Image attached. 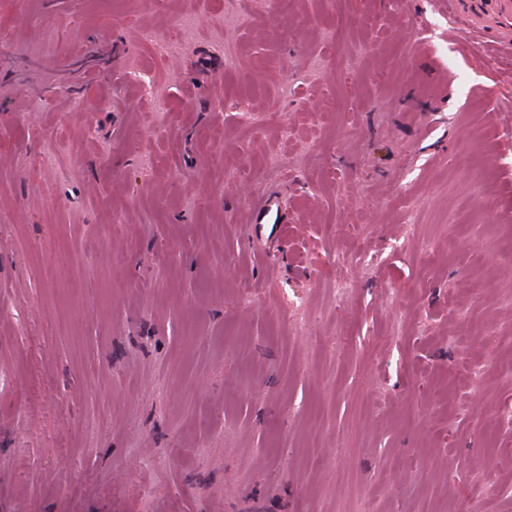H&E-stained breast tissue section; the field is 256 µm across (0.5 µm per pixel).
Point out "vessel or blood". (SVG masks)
I'll return each instance as SVG.
<instances>
[{
    "mask_svg": "<svg viewBox=\"0 0 512 512\" xmlns=\"http://www.w3.org/2000/svg\"><path fill=\"white\" fill-rule=\"evenodd\" d=\"M448 11L467 39L512 54V0H448ZM277 193L261 196L250 217L254 224L284 223Z\"/></svg>",
    "mask_w": 512,
    "mask_h": 512,
    "instance_id": "vessel-or-blood-1",
    "label": "vessel or blood"
}]
</instances>
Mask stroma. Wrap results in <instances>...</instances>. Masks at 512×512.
Returning a JSON list of instances; mask_svg holds the SVG:
<instances>
[{"mask_svg": "<svg viewBox=\"0 0 512 512\" xmlns=\"http://www.w3.org/2000/svg\"><path fill=\"white\" fill-rule=\"evenodd\" d=\"M511 356L444 0H0V512H512ZM252 211L250 223L253 224H282L286 217L281 199L274 192L261 196Z\"/></svg>", "mask_w": 512, "mask_h": 512, "instance_id": "obj_1", "label": "stroma"}]
</instances>
